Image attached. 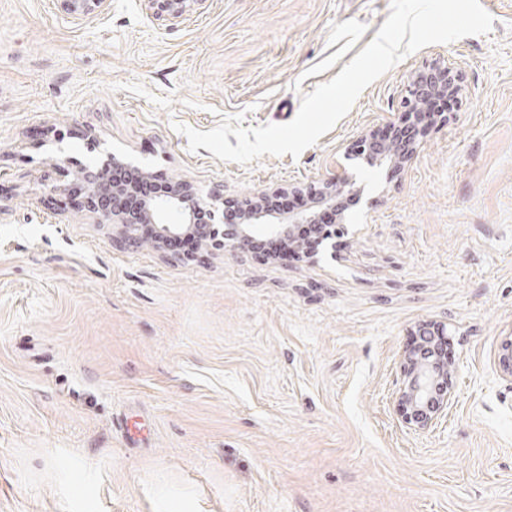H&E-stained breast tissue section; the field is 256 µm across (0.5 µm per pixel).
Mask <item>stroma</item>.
Returning a JSON list of instances; mask_svg holds the SVG:
<instances>
[{"label": "stroma", "instance_id": "35a3bbf8", "mask_svg": "<svg viewBox=\"0 0 512 512\" xmlns=\"http://www.w3.org/2000/svg\"><path fill=\"white\" fill-rule=\"evenodd\" d=\"M424 47L299 157L224 162L176 124H285L376 36L391 0H143L74 21L0 0V512H512V0ZM461 90L399 169L344 153L402 118L413 72ZM112 153L245 198L353 173L335 258L196 261L121 248L51 192L53 161ZM448 324L455 394L396 411L400 355ZM146 8L164 21L173 22L188 12L196 0H144Z\"/></svg>", "mask_w": 512, "mask_h": 512}]
</instances>
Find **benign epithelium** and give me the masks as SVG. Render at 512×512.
<instances>
[{"mask_svg": "<svg viewBox=\"0 0 512 512\" xmlns=\"http://www.w3.org/2000/svg\"><path fill=\"white\" fill-rule=\"evenodd\" d=\"M60 9L69 17L84 20L101 14L108 0H57ZM146 8L158 18L173 22L188 12L196 0H144ZM458 71L451 63H439L411 76L405 88V115L400 122L406 137L412 139L420 126L428 123L422 114L426 100L431 94L452 90L458 86ZM348 155L363 159L371 167H397L403 163L400 146L388 145L378 139V135L369 132L361 135L350 148ZM118 160H106L95 165H75L71 171L62 165L65 175L84 182V196L81 200L85 211L95 217V223L111 227L112 240L121 246L135 248L141 245L142 238L138 224L124 217L120 212L119 198L122 189L109 185L103 176L115 168ZM354 182L345 171L336 174L316 185H292L288 188L275 187L261 190L243 200L226 197L219 189L206 193L192 183L174 181V193L159 197L149 203L143 213V222L157 226L154 247H160V241L183 232L195 223V215L207 216L211 235H220L223 246L236 248L243 238L257 236L277 237L282 235L291 224H315L318 221L317 210L322 207H336L339 197L353 192ZM283 193H306L313 199L308 210L278 214L265 206V200ZM193 199L191 210L183 206L185 197ZM347 214L340 215L338 224L330 231L323 232L317 246L305 252V256L317 252L318 247L331 251L336 256V236L348 231ZM400 371L403 378L397 397V407L401 422L411 431L429 429L448 409L454 396L452 374L443 371L434 375L423 365L418 350L406 349L402 352Z\"/></svg>", "mask_w": 512, "mask_h": 512, "instance_id": "1", "label": "benign epithelium"}]
</instances>
